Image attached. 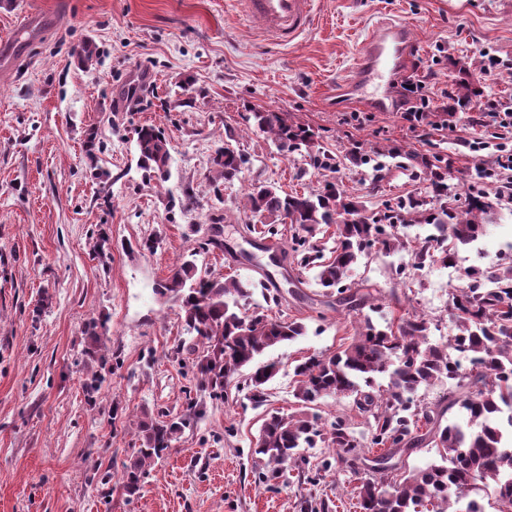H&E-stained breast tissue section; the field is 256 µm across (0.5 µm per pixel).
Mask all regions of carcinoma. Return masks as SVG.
<instances>
[{
  "instance_id": "obj_1",
  "label": "carcinoma",
  "mask_w": 512,
  "mask_h": 512,
  "mask_svg": "<svg viewBox=\"0 0 512 512\" xmlns=\"http://www.w3.org/2000/svg\"><path fill=\"white\" fill-rule=\"evenodd\" d=\"M479 94L474 82H458L455 101L464 108ZM254 125L270 134L287 157H307L315 168L330 166L334 157L314 150L307 128L288 121L284 112L254 111ZM138 164L148 176L164 183L169 177L171 153L166 137L152 125L136 130ZM249 158L229 144L212 158L218 175L230 182L239 178ZM412 176L428 182L423 198L389 199L377 212H369L333 182L316 192L286 193L276 184H255L247 194L254 224L249 232L268 238L279 235L278 225L293 230L283 257L297 270H315L314 280L324 296L337 294L336 307L358 312L356 336L332 354L312 355L294 366L296 407L290 413L269 414L263 422L251 454L264 462L263 473L271 481L287 471L309 483L316 480L303 448L322 442L336 450V462L356 472L357 462L367 460L346 419L322 423L314 407L327 397L351 398L352 407L365 419L371 434L370 447L383 452L371 459L377 479H362L353 494L361 512H417L424 503L433 512H483L470 493L497 490L499 512L512 505V444L505 442L503 426L512 429V265L474 268L465 283L453 289L448 317L456 333L447 342L429 341L431 321L421 315H402L383 326L373 322L364 308L371 294L348 282L349 272L376 247L390 255L405 248L395 231L420 224L428 233L416 237L411 250L412 266L423 268L454 259L457 246L475 242L490 222L494 202L480 184V172L465 192L463 212L448 206V165L439 155L422 161ZM334 227V246L323 259L315 237L320 226ZM196 252L176 265L170 275L155 283L153 294L163 304L179 309L185 332L191 336L186 349L196 354L192 362L197 389L212 400L224 397V380L249 368L248 400L266 402L265 385L279 371L275 362L261 358L271 349L305 335L297 321L273 318L247 308L257 284L251 280H221L199 273ZM388 378L384 389L374 386L375 377ZM448 381V394L434 405H413L422 387ZM466 412L463 424H443L454 406ZM188 419L173 418L161 411H143L138 422L139 448L123 464L126 493L133 496L146 467L160 458L187 426ZM437 448L441 464L405 471L387 460L424 445Z\"/></svg>"
}]
</instances>
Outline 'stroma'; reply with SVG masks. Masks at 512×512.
<instances>
[{
  "label": "stroma",
  "instance_id": "obj_1",
  "mask_svg": "<svg viewBox=\"0 0 512 512\" xmlns=\"http://www.w3.org/2000/svg\"><path fill=\"white\" fill-rule=\"evenodd\" d=\"M382 21L409 25L419 43L397 75L423 81L430 99L415 128L394 110L336 102L337 82L352 76ZM491 55L501 67L483 78L480 96L449 111L460 68L481 71ZM141 77L142 99L129 101ZM492 102L512 107V0H315L310 27L287 45L264 37L241 0H0V512H301L311 496L330 512H358L357 478L340 465L313 485L270 486L256 474L251 448L267 411L294 406L296 360L335 352L358 322L292 271L276 273L282 301L268 313L306 333L268 352L281 368L265 405L234 388L207 401L137 494H126L119 475L143 412L179 415L196 394L179 310L152 287L193 251L211 277L261 280L265 259L242 221L254 184L291 193L334 182L372 210L425 191L399 163L438 153L451 190L466 189L476 166L495 163L493 150L469 148L493 139L482 122ZM254 109L308 126L339 167L284 157L250 121ZM142 125L170 143L164 185L138 167ZM224 144L249 158L230 183L212 171ZM356 149L379 154L381 178H368L350 156ZM215 223L223 245L209 248ZM422 232L405 228L407 249L372 251L350 279L375 289L384 318L426 314L436 344L448 338L462 269L507 262L512 199L498 200L485 236L452 264L415 272L408 285L396 269L410 264ZM147 239L154 249H142Z\"/></svg>",
  "mask_w": 512,
  "mask_h": 512
}]
</instances>
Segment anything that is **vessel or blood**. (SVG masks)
<instances>
[{
	"label": "vessel or blood",
	"mask_w": 512,
	"mask_h": 512,
	"mask_svg": "<svg viewBox=\"0 0 512 512\" xmlns=\"http://www.w3.org/2000/svg\"><path fill=\"white\" fill-rule=\"evenodd\" d=\"M243 5L245 17L258 22L268 39L282 45L304 32L313 14V0H243ZM414 47L406 25H383L365 40L344 92L360 95L378 111H389L393 82Z\"/></svg>",
	"instance_id": "obj_1"
}]
</instances>
